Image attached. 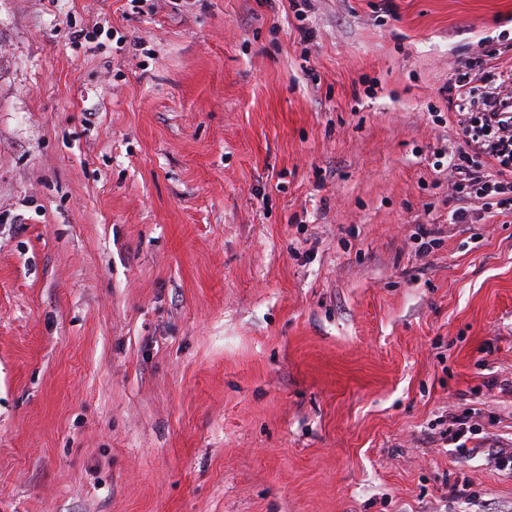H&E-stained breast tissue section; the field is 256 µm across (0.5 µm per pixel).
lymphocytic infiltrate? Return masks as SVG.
Instances as JSON below:
<instances>
[{
    "instance_id": "f902f5d3",
    "label": "lymphocytic infiltrate",
    "mask_w": 512,
    "mask_h": 512,
    "mask_svg": "<svg viewBox=\"0 0 512 512\" xmlns=\"http://www.w3.org/2000/svg\"><path fill=\"white\" fill-rule=\"evenodd\" d=\"M448 98L472 106L456 114L465 148L448 158L453 190L479 198L512 193V111L503 108L512 99V77L481 58L449 81Z\"/></svg>"
}]
</instances>
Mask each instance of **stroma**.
Listing matches in <instances>:
<instances>
[{"instance_id": "35a3bbf8", "label": "stroma", "mask_w": 512, "mask_h": 512, "mask_svg": "<svg viewBox=\"0 0 512 512\" xmlns=\"http://www.w3.org/2000/svg\"><path fill=\"white\" fill-rule=\"evenodd\" d=\"M489 52L512 0H0V512H512V194L434 157Z\"/></svg>"}]
</instances>
